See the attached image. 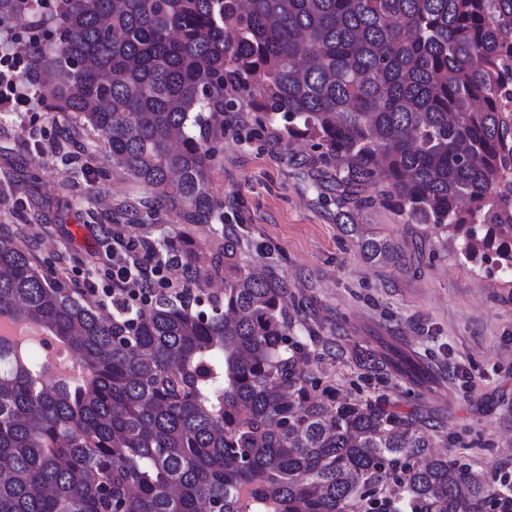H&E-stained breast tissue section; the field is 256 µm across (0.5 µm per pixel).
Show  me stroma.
Masks as SVG:
<instances>
[{"label":"stroma","instance_id":"1","mask_svg":"<svg viewBox=\"0 0 512 512\" xmlns=\"http://www.w3.org/2000/svg\"><path fill=\"white\" fill-rule=\"evenodd\" d=\"M283 120H266L248 92L224 106L213 134L212 188L225 226L237 229L252 264L273 268L307 305L306 330L328 351L312 369L353 398L377 391L400 414L421 416L438 453L474 472L512 471V277L465 263L446 234L407 223L374 204L353 223L396 243L398 264L373 265L341 227L333 195L318 179L313 143L293 141ZM91 168H83L86 155ZM0 235L23 230L38 240L48 272L92 267L100 242L111 241L110 215L128 212L122 243L146 256L140 223L172 229L173 212L153 206L151 192L113 169L96 134L35 103L0 110ZM393 336L444 385L431 393L378 375L362 360L376 337Z\"/></svg>","mask_w":512,"mask_h":512}]
</instances>
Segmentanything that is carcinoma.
Returning a JSON list of instances; mask_svg holds the SVG:
<instances>
[{
    "mask_svg": "<svg viewBox=\"0 0 512 512\" xmlns=\"http://www.w3.org/2000/svg\"><path fill=\"white\" fill-rule=\"evenodd\" d=\"M32 3L0 0V26ZM47 24L30 46L45 108L192 231L217 213L209 120L231 80L322 149L339 217L385 204L475 266L512 267V0H55ZM343 230L366 262L400 259ZM222 235L216 256L185 230L162 241L184 287L224 280L210 311L167 296L120 326L0 236V317L39 322L85 367L56 380L0 338V512H98L106 484L123 512H509V473H451L420 420L304 370L306 304ZM368 357L440 389L394 345Z\"/></svg>",
    "mask_w": 512,
    "mask_h": 512,
    "instance_id": "obj_1",
    "label": "carcinoma"
}]
</instances>
